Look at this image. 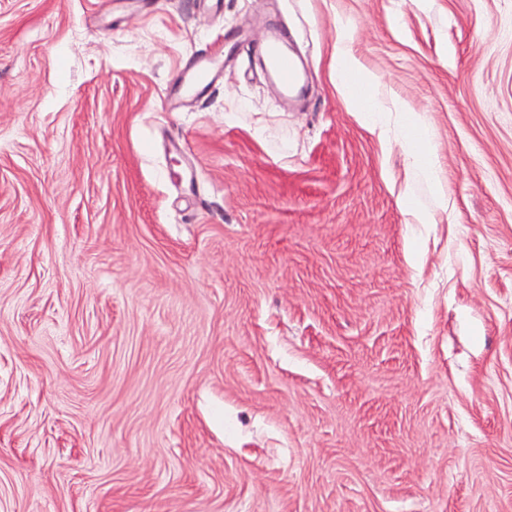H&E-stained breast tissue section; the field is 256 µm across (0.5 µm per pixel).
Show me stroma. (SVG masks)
I'll return each instance as SVG.
<instances>
[{"label":"stroma","instance_id":"35a3bbf8","mask_svg":"<svg viewBox=\"0 0 512 512\" xmlns=\"http://www.w3.org/2000/svg\"><path fill=\"white\" fill-rule=\"evenodd\" d=\"M0 512H512V0H0ZM264 51L281 89L285 94L290 93L299 82V73L293 59L277 39L267 43ZM354 65L351 55L347 50H341L336 58V78L344 87L349 100L363 108V112H371L373 95L370 85L365 81L353 80ZM402 114L406 127L408 159L411 165L439 191L441 183L434 154L430 147L428 128L414 112H402Z\"/></svg>","mask_w":512,"mask_h":512}]
</instances>
